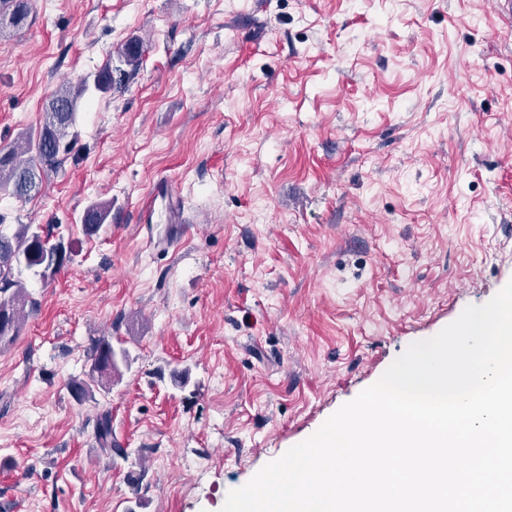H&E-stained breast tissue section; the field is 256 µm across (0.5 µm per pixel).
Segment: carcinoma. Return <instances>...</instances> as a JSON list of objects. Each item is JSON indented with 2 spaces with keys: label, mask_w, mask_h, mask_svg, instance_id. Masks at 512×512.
Listing matches in <instances>:
<instances>
[{
  "label": "carcinoma",
  "mask_w": 512,
  "mask_h": 512,
  "mask_svg": "<svg viewBox=\"0 0 512 512\" xmlns=\"http://www.w3.org/2000/svg\"><path fill=\"white\" fill-rule=\"evenodd\" d=\"M32 11V0H0V17L9 20L13 29L20 30L28 25ZM121 63L137 70L142 58V46L138 39L121 45L117 50ZM112 63H106L93 76L92 80H83L78 85L64 83L53 94V99L61 102L68 111L61 112L47 107L40 127L18 142L0 145V195H10L26 199L23 186L35 183L41 173L56 171L62 167L68 156H60L57 146L71 147L75 135L71 128L75 124L76 108L80 100L91 89L108 92L116 85ZM111 207L99 203L90 204L84 211L81 223L88 235L96 234L110 215ZM6 217L0 214V311H8L10 332L0 331V343L12 342L20 332L21 321L26 316V307H34L22 285V270L19 264L28 261V268L46 276L57 273L70 260L62 243L50 241L51 230L44 231L40 242H35L36 230L30 224H18L14 231L5 228ZM113 347L110 338L102 336L94 340L88 348L89 361L94 365L90 370L92 381L104 389L112 387V374L116 373V363H108ZM96 440L100 450L112 451V423L108 416H102L96 425Z\"/></svg>",
  "instance_id": "obj_1"
}]
</instances>
